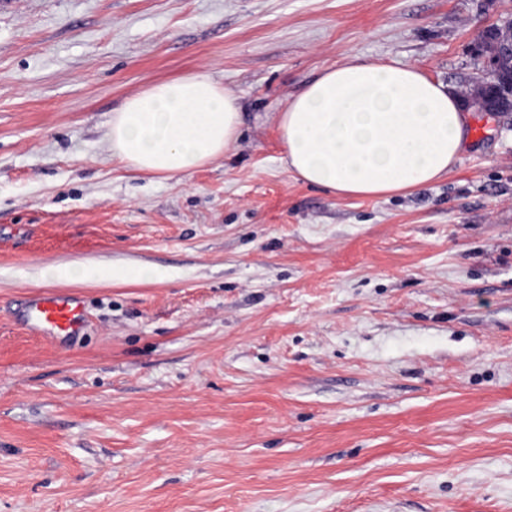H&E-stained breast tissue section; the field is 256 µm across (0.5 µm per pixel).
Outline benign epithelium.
<instances>
[{
	"mask_svg": "<svg viewBox=\"0 0 512 512\" xmlns=\"http://www.w3.org/2000/svg\"><path fill=\"white\" fill-rule=\"evenodd\" d=\"M478 42L488 48L486 56V73L480 81L481 89L490 98L489 104L478 107L480 112H510L512 111V95L500 93L503 85L512 81L504 75V64H509L512 70V21L504 24H490L481 31Z\"/></svg>",
	"mask_w": 512,
	"mask_h": 512,
	"instance_id": "benign-epithelium-1",
	"label": "benign epithelium"
}]
</instances>
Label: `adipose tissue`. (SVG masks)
I'll return each instance as SVG.
<instances>
[{"mask_svg": "<svg viewBox=\"0 0 512 512\" xmlns=\"http://www.w3.org/2000/svg\"><path fill=\"white\" fill-rule=\"evenodd\" d=\"M235 99L208 76L149 87L114 113L112 156L172 176L223 155L239 136ZM283 162L339 196L384 197L455 168L469 136L458 96L412 66L357 59L328 66L281 112Z\"/></svg>", "mask_w": 512, "mask_h": 512, "instance_id": "obj_1", "label": "adipose tissue"}]
</instances>
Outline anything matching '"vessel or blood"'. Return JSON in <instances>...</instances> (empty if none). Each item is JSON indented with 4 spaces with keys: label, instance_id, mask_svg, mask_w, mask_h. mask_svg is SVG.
<instances>
[{
    "label": "vessel or blood",
    "instance_id": "1",
    "mask_svg": "<svg viewBox=\"0 0 512 512\" xmlns=\"http://www.w3.org/2000/svg\"><path fill=\"white\" fill-rule=\"evenodd\" d=\"M32 330L41 336H75L84 327L83 303L70 291L46 290L29 298Z\"/></svg>",
    "mask_w": 512,
    "mask_h": 512
}]
</instances>
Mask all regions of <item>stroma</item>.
<instances>
[{
  "label": "stroma",
  "mask_w": 512,
  "mask_h": 512,
  "mask_svg": "<svg viewBox=\"0 0 512 512\" xmlns=\"http://www.w3.org/2000/svg\"><path fill=\"white\" fill-rule=\"evenodd\" d=\"M510 17L0 0V512H512V112L468 110L454 170L382 198L302 182L277 124L357 58L473 98L476 35ZM190 73L237 141L171 177L113 158V113ZM49 288L80 336L30 329Z\"/></svg>",
  "instance_id": "35a3bbf8"
}]
</instances>
